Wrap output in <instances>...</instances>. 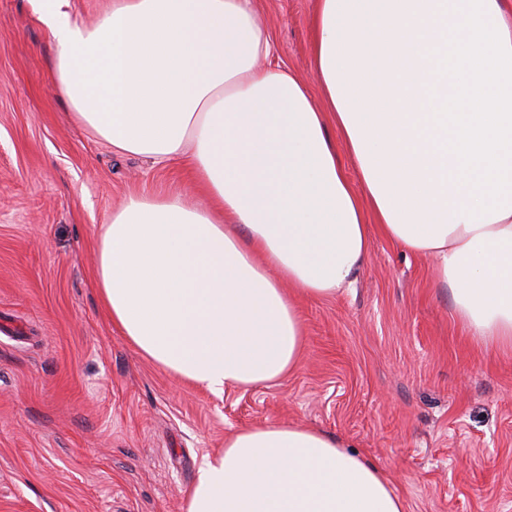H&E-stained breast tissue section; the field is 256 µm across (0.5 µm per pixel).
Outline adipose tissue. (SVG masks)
<instances>
[{"mask_svg":"<svg viewBox=\"0 0 512 512\" xmlns=\"http://www.w3.org/2000/svg\"><path fill=\"white\" fill-rule=\"evenodd\" d=\"M66 5L40 0V19L74 120L180 162L203 198L133 196L98 233L96 288L141 354L216 395L285 376L297 297L351 284L374 225L436 260L474 335L512 347V0H318L325 113L263 67L253 0H112L91 26ZM184 512L405 510L365 458L280 423L226 436Z\"/></svg>","mask_w":512,"mask_h":512,"instance_id":"adipose-tissue-1","label":"adipose tissue"}]
</instances>
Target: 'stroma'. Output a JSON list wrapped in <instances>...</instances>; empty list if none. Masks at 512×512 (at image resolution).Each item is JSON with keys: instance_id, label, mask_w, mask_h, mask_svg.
<instances>
[{"instance_id": "obj_1", "label": "stroma", "mask_w": 512, "mask_h": 512, "mask_svg": "<svg viewBox=\"0 0 512 512\" xmlns=\"http://www.w3.org/2000/svg\"><path fill=\"white\" fill-rule=\"evenodd\" d=\"M316 6L255 0L320 108ZM55 52L37 0H0V512H183L204 456L271 423L351 447L406 512H512V350L458 320L433 259L380 233L351 287L298 298L304 351L281 380L215 395L122 336L95 285L99 228L188 182L76 123Z\"/></svg>"}]
</instances>
